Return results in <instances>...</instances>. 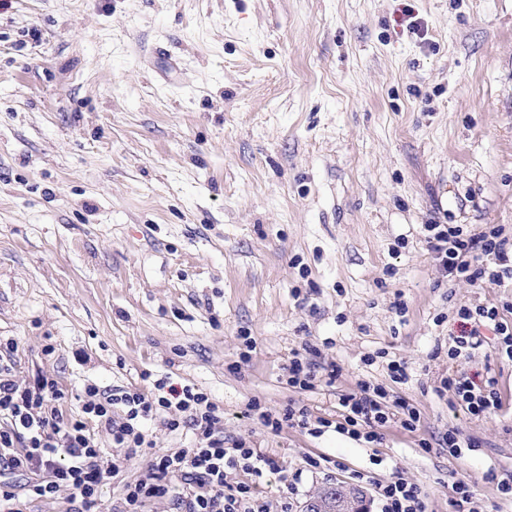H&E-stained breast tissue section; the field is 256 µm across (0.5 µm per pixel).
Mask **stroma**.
<instances>
[{"mask_svg":"<svg viewBox=\"0 0 512 512\" xmlns=\"http://www.w3.org/2000/svg\"><path fill=\"white\" fill-rule=\"evenodd\" d=\"M429 224L512 233V0L0 6V340L17 342L21 382L59 381L67 414L85 384L140 387L147 372L205 390L225 442L276 460L260 488L291 512L336 483L380 512L377 487L397 478L426 512H455L468 480L481 512H512L497 489L512 359L490 328L448 356L460 307L512 324V282L443 274ZM307 344L317 369L340 368L334 387L285 384ZM452 373L495 376L502 410L475 418L437 395ZM361 379L412 400L418 430L274 433L250 410L334 421ZM451 428L477 447L450 455Z\"/></svg>","mask_w":512,"mask_h":512,"instance_id":"stroma-1","label":"stroma"}]
</instances>
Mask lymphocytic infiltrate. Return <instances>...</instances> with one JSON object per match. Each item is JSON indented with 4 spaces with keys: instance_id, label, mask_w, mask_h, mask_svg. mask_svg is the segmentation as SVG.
Instances as JSON below:
<instances>
[{
    "instance_id": "obj_1",
    "label": "lymphocytic infiltrate",
    "mask_w": 512,
    "mask_h": 512,
    "mask_svg": "<svg viewBox=\"0 0 512 512\" xmlns=\"http://www.w3.org/2000/svg\"><path fill=\"white\" fill-rule=\"evenodd\" d=\"M427 238L429 248L449 276L471 283L499 285L512 280V237L502 226L489 224L476 233H465L456 224H434ZM459 333L448 348L450 358L468 355L485 342V329L501 336V347L512 358V326L499 319L497 307H461ZM14 342L0 349V512H24L22 500L3 474L26 473L28 498L48 499L60 491L70 493L72 512H99L101 490L143 449L153 454L140 478L123 486V512H144L148 502L172 499L180 512H271L255 483L264 471L276 470L274 459L244 443L224 445V411L209 395L192 385H175L159 379L153 390L103 389L89 384L81 413L64 415L65 398L57 379L42 375L26 385L16 376ZM441 388L452 391L457 403L471 416L485 417L501 408L497 379L452 374ZM337 425L341 433L364 443L382 438L388 424L417 430L421 413L409 399L394 395L380 384L358 381L355 389L339 394ZM168 412L169 431L190 430L189 446L169 453L154 450L146 426L161 412ZM260 423L272 432L301 428L321 435L331 422L313 417L307 407L276 414L258 413ZM95 422L110 437L111 459L102 450L87 424ZM251 474L252 482L232 485L227 471Z\"/></svg>"
}]
</instances>
